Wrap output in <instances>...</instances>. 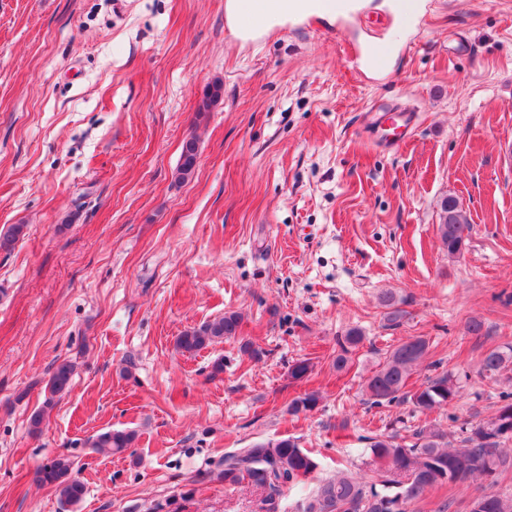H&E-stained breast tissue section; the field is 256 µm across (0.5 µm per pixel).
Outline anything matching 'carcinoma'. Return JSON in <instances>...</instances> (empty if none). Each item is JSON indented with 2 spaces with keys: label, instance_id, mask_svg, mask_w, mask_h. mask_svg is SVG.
Returning a JSON list of instances; mask_svg holds the SVG:
<instances>
[{
  "label": "carcinoma",
  "instance_id": "carcinoma-1",
  "mask_svg": "<svg viewBox=\"0 0 512 512\" xmlns=\"http://www.w3.org/2000/svg\"><path fill=\"white\" fill-rule=\"evenodd\" d=\"M198 160V144L193 138L185 141L178 165V178L189 179ZM470 231L463 208L457 206V197L448 195L439 204L438 232L451 256L461 254ZM241 316L226 312L184 330L176 339V347L183 352H196L214 343L237 336ZM361 340L358 330L347 332L336 355V367L345 368L349 348ZM429 354L428 342L415 337L389 351L379 369L365 383V391L375 405L400 401L411 403L420 412H428L447 405L457 394L452 379L443 374L429 378L416 390H406L414 370ZM512 362V345L488 350L480 360L479 375L495 378ZM74 366L64 361L52 371L46 388L48 401L68 392ZM493 418L478 421L461 429V446L455 448L449 434L427 426L416 428L409 442L398 440L395 434H381L371 444L373 479L361 482L350 473L338 472L313 491L304 512H386L380 503H397L398 512L424 502L425 493L467 480L476 473L501 475L512 469V462L503 457L501 447L512 443V401L502 397ZM317 393H308L292 399L288 412L307 413L316 408ZM137 440L133 430H108L89 439L90 447L104 454L123 453ZM318 469V462L291 438L268 439L248 448H237L224 455V470L220 473L226 487L250 484L266 492V512H282V494L285 488L310 477ZM34 481L55 488L61 501L68 506L78 505L85 494V485L74 473V462L59 455L34 471ZM484 512H512V493L499 487L493 480L485 492Z\"/></svg>",
  "mask_w": 512,
  "mask_h": 512
}]
</instances>
